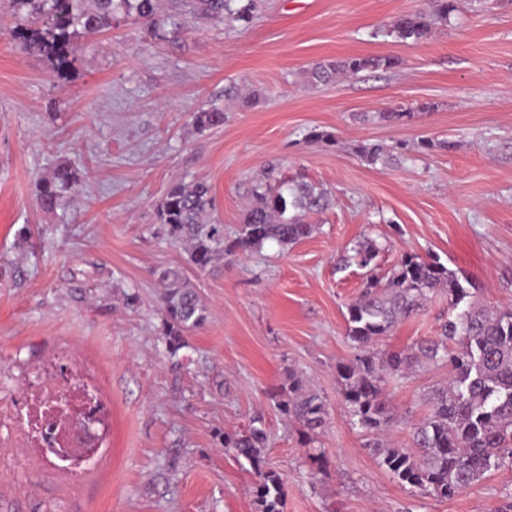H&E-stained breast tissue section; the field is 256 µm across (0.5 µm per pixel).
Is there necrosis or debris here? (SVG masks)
Wrapping results in <instances>:
<instances>
[{
	"instance_id": "4bbe7bcc",
	"label": "necrosis or debris",
	"mask_w": 512,
	"mask_h": 512,
	"mask_svg": "<svg viewBox=\"0 0 512 512\" xmlns=\"http://www.w3.org/2000/svg\"><path fill=\"white\" fill-rule=\"evenodd\" d=\"M19 445L38 462L70 475L85 471L109 445L112 408L83 375L49 360L24 392Z\"/></svg>"
}]
</instances>
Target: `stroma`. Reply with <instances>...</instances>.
<instances>
[{"label":"stroma","mask_w":512,"mask_h":512,"mask_svg":"<svg viewBox=\"0 0 512 512\" xmlns=\"http://www.w3.org/2000/svg\"><path fill=\"white\" fill-rule=\"evenodd\" d=\"M429 0H260L248 25L200 23L174 42L131 25L76 43L67 76L21 51L0 0V512H255V476L220 435L261 420L268 468L285 481L284 512H497L512 501V468L441 500L399 484L373 436L349 423L336 366L351 359L348 305L365 271L340 267L367 238L390 267L406 251L439 256L471 278L479 300L512 306V0H458L421 42L378 36ZM350 56L398 58L389 70L311 84L310 67ZM216 108L221 126L196 131ZM400 109L410 120L387 122ZM314 129L334 145L311 144ZM432 141L429 149L421 141ZM365 143L395 148L371 163ZM78 169L67 204L43 211L38 179ZM326 189L313 234L286 250L225 255L191 272L209 310L177 358L161 336L155 277L185 267L156 222L176 178L206 181L226 237L269 163ZM448 295L398 323L378 348L437 336ZM112 407L109 451L69 484L24 464L14 448L24 384L55 355ZM301 372L327 405L306 457L271 394ZM448 368L428 363L389 384L390 444L411 445Z\"/></svg>","instance_id":"obj_1"}]
</instances>
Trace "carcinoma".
<instances>
[{"label":"carcinoma","instance_id":"obj_1","mask_svg":"<svg viewBox=\"0 0 512 512\" xmlns=\"http://www.w3.org/2000/svg\"><path fill=\"white\" fill-rule=\"evenodd\" d=\"M11 0L13 13L24 22L17 29L21 49L45 58L57 75L69 67L74 44L81 38L108 32L132 22L154 40L187 32L204 20L229 19L248 24L256 0ZM457 10L456 0H429V9L404 15L375 36L403 42L427 38L435 25L445 23ZM398 65L395 57H347L315 64L311 82L327 84L340 73L387 70ZM224 123V112L214 109L194 116L197 130ZM79 182V173L61 164L50 177L36 184L46 211L65 204L62 189ZM253 202L233 239L213 216L211 187L204 181L187 184L174 179L156 207L158 224L186 254L187 263L204 272L224 260L226 252L248 254L268 243L286 249L309 237L316 225L306 221L324 211L329 193L312 184L276 176L268 166L263 180L252 188ZM383 250L373 239L345 252L342 263L367 270L360 295L347 307V336L358 346L354 358L337 366L340 394L352 425L368 434L387 431L394 414L383 399L386 385L425 362L450 367L448 384L429 397L430 413L414 427L413 447L375 448L381 464L402 485L436 498L450 499L478 483L484 475L512 465V307L489 308L471 300L475 284L440 261L415 252L403 253L389 269L377 258ZM165 348L175 357L186 346L185 336L208 319L196 284L181 270L156 272ZM448 292L451 313L441 324L440 336L423 341L414 350L383 352L375 348L396 323L418 314L434 290ZM275 406L299 425L302 443L313 435L327 415L322 397L297 371L272 393ZM221 445L245 460L256 475L254 502L258 512H283L285 483L265 465L267 434L258 426L247 431H226Z\"/></svg>","mask_w":512,"mask_h":512}]
</instances>
